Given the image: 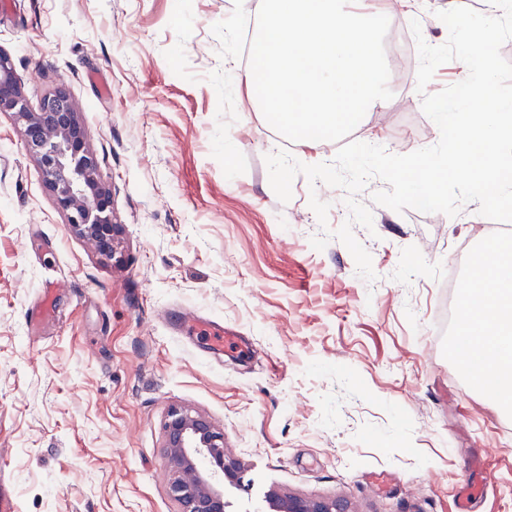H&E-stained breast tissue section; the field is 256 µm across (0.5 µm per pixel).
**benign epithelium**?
I'll list each match as a JSON object with an SVG mask.
<instances>
[{"mask_svg": "<svg viewBox=\"0 0 512 512\" xmlns=\"http://www.w3.org/2000/svg\"><path fill=\"white\" fill-rule=\"evenodd\" d=\"M0 112L21 131L26 150L40 164L55 207L78 236L105 256H113L119 225L112 222V193L98 174L88 132L63 87L31 104L17 78L12 57L0 50ZM167 488L175 512H229L226 494L242 483L240 465L224 451V431L203 413L182 406L168 409L163 423ZM209 459L214 471L198 466ZM272 512H348L334 500L268 495Z\"/></svg>", "mask_w": 512, "mask_h": 512, "instance_id": "1", "label": "benign epithelium"}]
</instances>
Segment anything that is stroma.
I'll return each mask as SVG.
<instances>
[{"mask_svg": "<svg viewBox=\"0 0 512 512\" xmlns=\"http://www.w3.org/2000/svg\"><path fill=\"white\" fill-rule=\"evenodd\" d=\"M483 0H394L440 45L437 13ZM234 0H0V49L32 98L65 87L88 129L122 231L114 258L56 211L20 130L0 115V458L15 512H174L161 426L170 406L207 414L243 470L232 512L268 492L336 499L350 512H512V414L465 375L438 335L441 281L483 242L477 203L456 216L357 198L372 227L366 281L338 239L343 189L293 180L281 202L267 154L332 162L272 128L249 69L211 28ZM422 98L369 108L359 141L393 154L434 145ZM58 317L32 333L47 278ZM192 311L243 332L220 353L179 326Z\"/></svg>", "mask_w": 512, "mask_h": 512, "instance_id": "obj_1", "label": "stroma"}]
</instances>
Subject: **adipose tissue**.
<instances>
[{"label": "adipose tissue", "instance_id": "adipose-tissue-1", "mask_svg": "<svg viewBox=\"0 0 512 512\" xmlns=\"http://www.w3.org/2000/svg\"><path fill=\"white\" fill-rule=\"evenodd\" d=\"M472 289L463 298L458 315L459 337L479 340L486 356L459 361L469 377L487 395L512 407V249L488 241L475 252L470 264Z\"/></svg>", "mask_w": 512, "mask_h": 512}]
</instances>
